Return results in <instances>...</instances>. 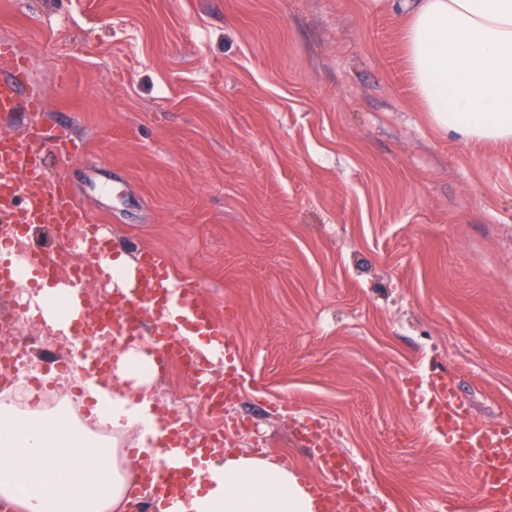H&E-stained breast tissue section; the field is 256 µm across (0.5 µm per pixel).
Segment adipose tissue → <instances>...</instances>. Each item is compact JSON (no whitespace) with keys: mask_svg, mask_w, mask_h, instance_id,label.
Returning a JSON list of instances; mask_svg holds the SVG:
<instances>
[{"mask_svg":"<svg viewBox=\"0 0 512 512\" xmlns=\"http://www.w3.org/2000/svg\"><path fill=\"white\" fill-rule=\"evenodd\" d=\"M404 20L403 41L416 97L442 132L479 142H512V0H387ZM42 326L71 339L80 306L65 286L24 296ZM153 357L140 341L112 352V376L85 374L90 417L111 427L91 436L65 410L20 412L0 401V512H126L150 497L123 446L160 454L165 419L152 392ZM197 486L177 512H316L304 478L262 456L216 451L193 467Z\"/></svg>","mask_w":512,"mask_h":512,"instance_id":"ef3b65f1","label":"adipose tissue"}]
</instances>
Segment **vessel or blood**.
<instances>
[{
  "label": "vessel or blood",
  "instance_id": "obj_1",
  "mask_svg": "<svg viewBox=\"0 0 512 512\" xmlns=\"http://www.w3.org/2000/svg\"><path fill=\"white\" fill-rule=\"evenodd\" d=\"M29 59L21 40H0L1 117L37 112L44 106ZM80 151V145L64 127L50 133L31 127L18 135H1L0 223L24 230L37 224L51 225L64 251L72 249L75 242H84L85 255L98 280L110 292L105 304L82 303L73 324L75 332L95 335L108 322L114 336L135 340L143 334V316H150L155 324L152 353L157 361L175 357L191 362L192 379L203 401L208 408H216L240 380L237 372L228 369L218 375L212 372L214 362L224 361L230 351L232 337L215 321L211 309L201 303L198 285L175 278L169 265L152 253H142L125 280L113 278L107 251L89 245L90 240L98 238L99 229L91 223L85 207L71 197L66 184L53 178L44 166L47 153L64 158ZM57 263V254L37 248L17 263L0 259V290L15 288V269L20 264L27 266L37 280L56 282ZM426 397L435 429L447 432L449 447L471 468L479 501L492 506L494 512L511 507L512 428L476 426L448 376H440L432 383ZM172 433L166 459L159 461L145 455L138 458L145 479L155 485L154 503L162 512H175L178 497L189 485L185 460L207 444L188 423L176 422ZM301 433L306 444L316 448L319 467L335 477L334 484L314 487L321 512H362L353 473L337 467L334 439L314 421L303 424Z\"/></svg>",
  "mask_w": 512,
  "mask_h": 512
}]
</instances>
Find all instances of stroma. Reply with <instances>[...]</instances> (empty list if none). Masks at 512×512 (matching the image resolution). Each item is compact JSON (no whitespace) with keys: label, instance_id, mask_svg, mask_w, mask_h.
I'll list each match as a JSON object with an SVG mask.
<instances>
[{"label":"stroma","instance_id":"obj_1","mask_svg":"<svg viewBox=\"0 0 512 512\" xmlns=\"http://www.w3.org/2000/svg\"><path fill=\"white\" fill-rule=\"evenodd\" d=\"M381 0H0L31 48L50 158L106 236L167 259L234 340V451L324 482L305 418L337 428L365 512H479L468 465L405 381L452 379L512 425V143L440 132ZM164 411L205 427L194 384Z\"/></svg>","mask_w":512,"mask_h":512}]
</instances>
